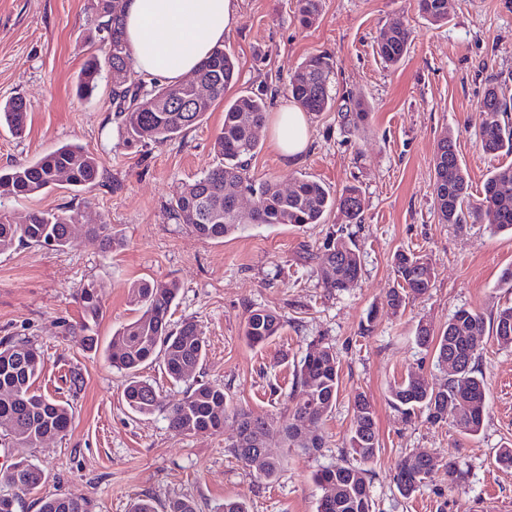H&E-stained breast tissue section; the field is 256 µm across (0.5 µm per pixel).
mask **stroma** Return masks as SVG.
Segmentation results:
<instances>
[{
	"label": "stroma",
	"instance_id": "35a3bbf8",
	"mask_svg": "<svg viewBox=\"0 0 512 512\" xmlns=\"http://www.w3.org/2000/svg\"><path fill=\"white\" fill-rule=\"evenodd\" d=\"M92 0H0V103L22 96L28 123L22 136L0 126V171L34 161L65 144L93 153L103 169L99 184L75 192L66 184L0 206L13 215L60 213L82 202L83 226L63 251L24 245L0 253V337L14 336L38 348L43 369L36 393L68 402L73 420L66 436L37 448L0 442V468L28 459L46 474V494L90 501L92 512H129L141 497L157 507L189 499L198 512H214L227 498L246 501L249 512H317L325 488L314 474L345 457L351 401L361 393L376 412L379 452L368 469L373 512H512V468L500 467L499 449L512 448V348L485 334L478 367L488 383V409L478 436L419 413L405 417L390 388L416 373L428 386L444 375L430 349L416 342L419 320L440 328L466 308L490 315L512 302L501 276L512 266V233L482 222L466 228L440 223L435 209L434 154L451 134L471 193L480 196L494 168L512 154L485 153L479 140V101L497 84L512 107V0H448V21L429 24L415 0H323L310 27L297 17L296 0H240L238 19L223 48L238 63L240 78L228 97L266 90L288 95L291 73L305 58L328 52L336 62L334 110L309 114L310 145L301 162L288 164L268 127L248 165L255 183L292 188L309 177L339 192L359 187L363 221L269 227L251 223V196H243L240 230L221 240H202L170 219L168 208L182 185L218 159L213 142L224 123L216 100L183 137L164 144L126 143L115 117L112 81L101 70L89 97L76 93L83 66L100 44ZM402 25L411 36L401 62L387 66L375 51L382 29ZM364 102L369 117L344 125L340 112ZM87 224H108L124 244L104 251L87 236ZM353 235L360 247L361 276L340 292L323 288L319 259L331 233ZM430 257V292L393 311L387 293L396 281L392 259L400 250ZM176 281L172 325L190 320L207 342L198 378L223 385L235 406L274 422L266 439L286 460L282 475L260 478L255 467L228 450L235 427L188 435L171 431L161 414L128 409L126 375L107 358L112 332L133 318L127 286L141 280ZM96 281L102 315L87 345L79 331L83 309L77 289ZM279 314L280 336L249 346L242 326L250 311ZM335 347L338 401L323 430L326 445L308 454L287 447L281 429L285 407L297 390L296 368L316 344ZM83 379L71 385L73 374ZM427 450L432 469L420 491L404 497L393 474L406 454ZM456 468L463 481L448 478Z\"/></svg>",
	"mask_w": 512,
	"mask_h": 512
}]
</instances>
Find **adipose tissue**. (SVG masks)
I'll list each match as a JSON object with an SVG mask.
<instances>
[{"label": "adipose tissue", "instance_id": "ef3b65f1", "mask_svg": "<svg viewBox=\"0 0 512 512\" xmlns=\"http://www.w3.org/2000/svg\"><path fill=\"white\" fill-rule=\"evenodd\" d=\"M237 13V0H125L124 39L135 71L179 83L222 44ZM270 132L282 158L298 163L309 144L305 111L278 102Z\"/></svg>", "mask_w": 512, "mask_h": 512}]
</instances>
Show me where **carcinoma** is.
I'll return each instance as SVG.
<instances>
[{
  "label": "carcinoma",
  "mask_w": 512,
  "mask_h": 512,
  "mask_svg": "<svg viewBox=\"0 0 512 512\" xmlns=\"http://www.w3.org/2000/svg\"><path fill=\"white\" fill-rule=\"evenodd\" d=\"M123 0H94L96 28L108 40L101 42L104 59L92 56L84 67L80 92L89 95L101 66L126 71L127 81L112 85V100L117 104L116 117L125 139L131 143L162 144L185 135L210 111L215 100L237 84L239 69L233 57L217 48L200 66L197 78L209 88L208 98L196 104L191 112L182 110V102L192 101L193 89L186 84L147 87L141 78H133L131 58L126 50L122 30ZM422 16L433 25L448 21L447 0H418ZM300 23L313 25L322 11V0H297ZM410 32L403 26L383 30L376 41L377 55L388 65L398 64L407 51ZM335 63L327 53L307 58L291 75L290 97L305 111L321 113L336 103L332 94ZM267 99L262 92L242 94L224 106V125L214 141L219 162L193 182L183 186L170 203L169 214L184 224L200 239L218 240L240 229V214L235 208L239 187L255 196L250 213L254 224H319L335 211L346 224L362 222V200L355 186L333 194L322 183L312 179L295 182L282 192L271 182L254 185L247 176L248 160L259 149L255 130L267 115ZM479 108L484 119L479 138L483 151L512 153V126L502 121L507 113L505 94L496 85L484 91ZM28 106L18 96L0 104V124L14 134L26 131ZM434 194L439 221L461 228L467 219L484 221L497 230L512 231V191L500 187L512 185V164L500 166L485 180L483 197L471 200L467 173L458 159L456 144L444 135L437 144L434 160ZM66 174V184L76 192L103 178L98 159L83 147L65 144L34 162L0 171V200L26 198L58 184L57 176ZM79 210L71 207L61 214L33 211L22 223L0 210V252L18 244L45 246L50 239L55 249L71 245L68 227L76 223ZM85 233L101 240L107 249L122 246V239L112 233L109 224H88ZM320 269L322 283L330 291H342L357 282L360 254L354 240L329 236L323 245ZM393 269L397 287L387 295L388 305L395 311L425 296L433 286L435 273L428 257L414 252L395 254ZM179 287L175 282L140 281L129 286V303L135 307V318L112 334L108 358L113 367L127 373L124 399L129 408L141 415L162 412L169 427L178 434L223 427L227 413H232L236 427L229 448L234 457L252 464L261 451L263 438L269 433L267 421L243 408L230 407L224 387L204 381H191L202 363L206 341L197 325L186 320L174 331L168 315ZM77 299L84 311L80 329L84 339L102 315L98 285L88 282L77 289ZM283 323L276 313L255 309L245 321L242 335L255 347L279 335ZM492 334L497 344L512 347V304L499 306L492 318ZM485 335V318L480 312L460 309L440 331L421 322L416 328L419 345H434L437 365L447 371L446 383L434 389L427 387L414 374L391 387L393 403L401 413L410 416L425 410L438 423L448 422L453 414L455 425L469 435L478 434L487 409L486 376L476 366L480 337ZM158 362L175 382L188 384L186 395L176 404L164 403L163 396L138 372L145 364ZM42 372L40 352L30 343L13 336L0 338V391L10 394L0 399V435L11 441L36 446L68 431L72 413L67 403L32 390ZM298 395L289 408L288 426L283 429L287 447L304 451L322 447L321 425L336 404L339 392L338 358L329 345L311 347L300 360L297 371ZM376 414L371 401L363 394L354 397L352 420L348 434V454L344 460L326 467L314 476L317 484L332 487L334 494L327 502H319L318 512H373L370 480L365 465L377 456ZM432 459L426 451L414 452L397 464L394 481L399 492L410 497L423 485ZM284 459L269 457L259 470L266 480L279 477ZM6 491L0 493V512H14L15 504L27 496L37 512H90L85 499L42 495L46 483L42 469L29 461H18L0 476Z\"/></svg>",
  "instance_id": "obj_1"
}]
</instances>
